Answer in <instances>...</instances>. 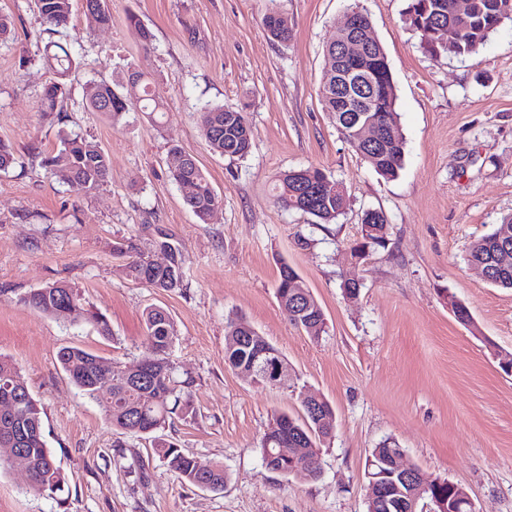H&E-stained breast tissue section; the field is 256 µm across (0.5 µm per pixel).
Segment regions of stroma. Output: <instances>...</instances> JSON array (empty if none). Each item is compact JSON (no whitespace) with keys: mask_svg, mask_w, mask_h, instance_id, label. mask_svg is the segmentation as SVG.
<instances>
[{"mask_svg":"<svg viewBox=\"0 0 512 512\" xmlns=\"http://www.w3.org/2000/svg\"><path fill=\"white\" fill-rule=\"evenodd\" d=\"M103 26L75 9L61 43L77 68L65 121L39 110L49 78V39L33 0H0L13 20L0 41V140L17 163L0 171V357L12 361L44 411L46 439L65 477L61 500L34 493L18 467L0 471V512H367L365 463L391 440L426 479L461 487L472 512H512V290L489 285L467 249L512 213V20L476 53L429 55L405 22L408 0H107ZM293 36L270 40L271 8ZM366 13L393 74L405 164L379 176L342 138L319 89L324 49L351 10ZM153 35L143 49L128 25ZM145 72L163 104L161 128L139 112L111 121L83 107L90 85L140 88ZM245 112L250 154L214 153L198 124L207 107ZM98 144L111 160L108 183L86 195L49 177L42 158L60 131ZM193 155L222 198L200 222L169 176L171 147ZM317 167L342 182L349 205L336 223L280 207L275 178ZM388 220L386 248L354 259L366 210ZM171 232L187 262L184 286L161 292L131 281L113 253L123 239ZM321 304L327 332L291 324L275 295L281 263ZM358 279L356 301L340 285ZM55 281L77 286L106 315L111 338L38 313L22 296ZM473 317L461 324L450 300ZM171 316L170 359L192 377L195 416L163 437L204 463L223 464V490L177 479L150 442L112 427L58 362L80 346L109 363L151 359L142 313ZM240 316L287 360L293 388L271 389L224 362V329ZM326 399L335 434L304 481L268 471L261 438L275 414L302 412L298 390Z\"/></svg>","mask_w":512,"mask_h":512,"instance_id":"obj_1","label":"stroma"}]
</instances>
